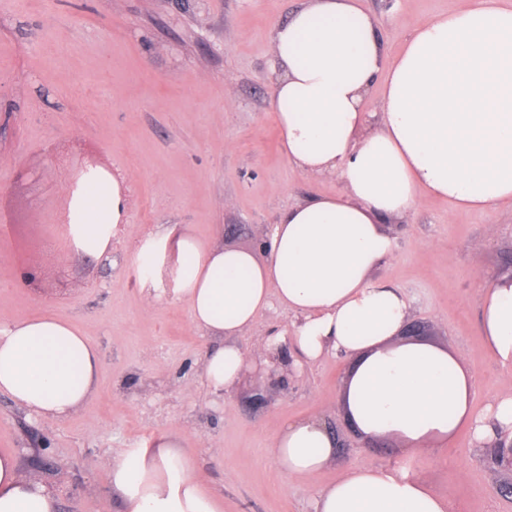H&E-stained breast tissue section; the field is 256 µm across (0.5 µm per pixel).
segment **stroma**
Listing matches in <instances>:
<instances>
[{"label": "stroma", "mask_w": 512, "mask_h": 512, "mask_svg": "<svg viewBox=\"0 0 512 512\" xmlns=\"http://www.w3.org/2000/svg\"><path fill=\"white\" fill-rule=\"evenodd\" d=\"M306 0H0V324L53 314L101 357L93 395L46 423L0 393V450L53 491L58 512H120L111 465L126 449L172 437L222 512H313L346 469L397 465L425 476L457 512H512V470L489 466L467 427L447 447H358L341 389L349 360L301 363L287 388L253 365L213 396L202 365L213 342L184 301H148L130 267L136 243L177 228L201 242L259 251L281 216L341 192L288 162L272 108L270 38ZM466 0H359L389 52ZM124 175L128 222L106 257L75 256L58 237L80 172ZM395 256L376 272L401 288L426 340L465 355L473 405L512 390L480 331L482 285L512 273V204L457 210L425 197L389 225ZM267 398L254 405L255 394ZM322 417L341 446L314 476L282 471L283 422Z\"/></svg>", "instance_id": "1"}]
</instances>
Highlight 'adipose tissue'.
Returning <instances> with one entry per match:
<instances>
[{
    "instance_id": "obj_1",
    "label": "adipose tissue",
    "mask_w": 512,
    "mask_h": 512,
    "mask_svg": "<svg viewBox=\"0 0 512 512\" xmlns=\"http://www.w3.org/2000/svg\"><path fill=\"white\" fill-rule=\"evenodd\" d=\"M271 49L284 154L308 176L339 177L342 192L285 210L263 244V261L173 228L146 237L132 256L144 287L170 280L192 325L216 341L203 362L212 394L236 387L248 366L237 340L276 303L294 314L292 332L265 337L258 354L287 346L308 363L343 354L351 362L343 410L363 436L395 437L419 451L447 447L466 425L481 442L512 440V392L477 415L464 356L401 340L408 300L374 277L396 251L387 224L421 197L481 212L512 202V8L470 0L418 25L392 56L358 0H308L275 28ZM128 208L118 177L100 168L80 174L66 224L74 252L109 253ZM483 300L482 334L511 369L512 274L484 282ZM100 361L87 337L55 316L0 326V392L46 421L68 417L93 394ZM335 448L319 417L286 422L272 444L283 471L309 476ZM111 476L121 512H221L166 436L128 449ZM0 512H56L48 487L23 475L9 453L0 454ZM315 512L453 510L423 476L376 466L348 469L318 490Z\"/></svg>"
}]
</instances>
